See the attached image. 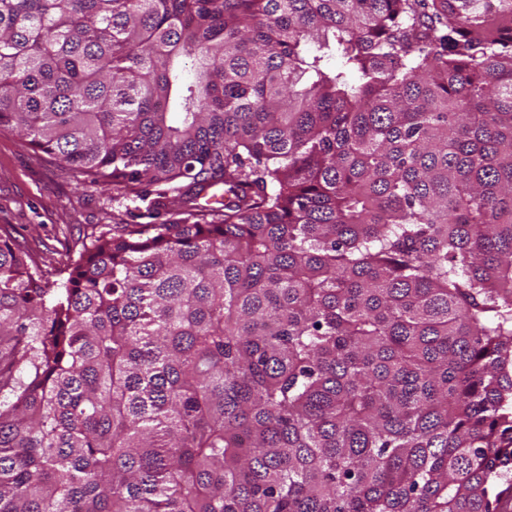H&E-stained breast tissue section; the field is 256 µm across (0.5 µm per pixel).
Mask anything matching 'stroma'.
Instances as JSON below:
<instances>
[{"instance_id":"stroma-1","label":"stroma","mask_w":512,"mask_h":512,"mask_svg":"<svg viewBox=\"0 0 512 512\" xmlns=\"http://www.w3.org/2000/svg\"><path fill=\"white\" fill-rule=\"evenodd\" d=\"M147 223L144 203L96 186L54 157L0 131V225L9 224L18 242L51 279H60L62 255H77L103 224Z\"/></svg>"}]
</instances>
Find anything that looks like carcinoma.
Segmentation results:
<instances>
[{
	"label": "carcinoma",
	"mask_w": 512,
	"mask_h": 512,
	"mask_svg": "<svg viewBox=\"0 0 512 512\" xmlns=\"http://www.w3.org/2000/svg\"><path fill=\"white\" fill-rule=\"evenodd\" d=\"M0 130L163 217L0 229V512H499L512 0H0Z\"/></svg>",
	"instance_id": "obj_1"
}]
</instances>
